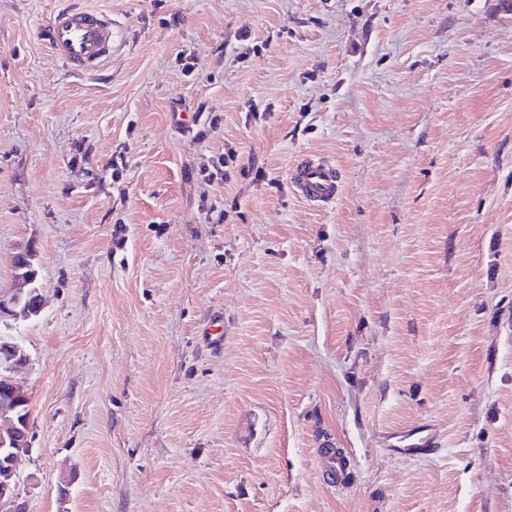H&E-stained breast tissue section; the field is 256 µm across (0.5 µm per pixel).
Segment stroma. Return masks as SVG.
I'll list each match as a JSON object with an SVG mask.
<instances>
[{"label": "stroma", "mask_w": 512, "mask_h": 512, "mask_svg": "<svg viewBox=\"0 0 512 512\" xmlns=\"http://www.w3.org/2000/svg\"><path fill=\"white\" fill-rule=\"evenodd\" d=\"M67 2L0 0L27 512H512V0H77L94 74ZM44 36L53 55L74 73L97 71L112 56V18L101 11L61 9L53 14ZM298 193L314 203H329L336 196V185L329 169L308 158L301 159L292 173ZM14 268V288H9L7 295L0 293V321L30 319L42 310L39 288L35 286L38 270L35 269L34 250L26 249L15 254Z\"/></svg>", "instance_id": "obj_1"}]
</instances>
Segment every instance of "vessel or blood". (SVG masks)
<instances>
[{
	"label": "vessel or blood",
	"mask_w": 512,
	"mask_h": 512,
	"mask_svg": "<svg viewBox=\"0 0 512 512\" xmlns=\"http://www.w3.org/2000/svg\"><path fill=\"white\" fill-rule=\"evenodd\" d=\"M44 36L53 55L75 73L97 71L112 55V19L101 11L59 10L50 19ZM292 183L303 198L314 203H328L336 196L330 170L307 158L295 166Z\"/></svg>",
	"instance_id": "1"
}]
</instances>
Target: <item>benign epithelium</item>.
I'll return each mask as SVG.
<instances>
[{"label":"benign epithelium","instance_id":"benign-epithelium-1","mask_svg":"<svg viewBox=\"0 0 512 512\" xmlns=\"http://www.w3.org/2000/svg\"><path fill=\"white\" fill-rule=\"evenodd\" d=\"M14 287L0 294V321L26 320L42 310L38 270L32 249L14 256ZM29 361L27 353L11 342L0 340V373H12ZM30 399L23 386L9 377L0 379V506L11 503L10 512H23L17 504L16 464L30 447Z\"/></svg>","mask_w":512,"mask_h":512}]
</instances>
